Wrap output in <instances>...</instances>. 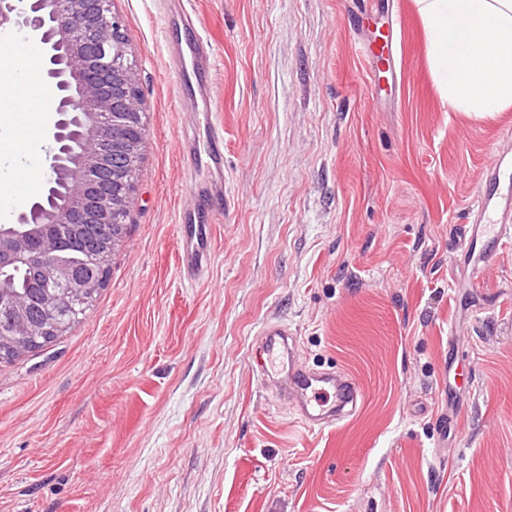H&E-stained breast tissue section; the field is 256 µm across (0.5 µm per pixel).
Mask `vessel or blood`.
Here are the masks:
<instances>
[{
    "label": "vessel or blood",
    "mask_w": 512,
    "mask_h": 512,
    "mask_svg": "<svg viewBox=\"0 0 512 512\" xmlns=\"http://www.w3.org/2000/svg\"><path fill=\"white\" fill-rule=\"evenodd\" d=\"M181 23L191 36L170 44V55L184 94L198 104L193 126L181 143V154L190 168L205 172L196 185L193 202L179 214V269L186 280L199 278L211 254L212 228L227 206L224 190V132L212 110V48L202 36L191 13ZM474 223L464 224L455 244L461 288L478 287V275L512 248V154L493 151L487 159L471 209ZM255 372L261 385L273 387L296 417L311 430L341 423L358 409L362 391L342 371L307 369L298 360V349L287 324L271 322L259 333ZM464 393H451L448 413L441 420L443 438H458L462 430Z\"/></svg>",
    "instance_id": "vessel-or-blood-1"
}]
</instances>
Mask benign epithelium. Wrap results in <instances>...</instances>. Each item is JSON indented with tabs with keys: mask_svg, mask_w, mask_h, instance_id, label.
<instances>
[{
	"mask_svg": "<svg viewBox=\"0 0 512 512\" xmlns=\"http://www.w3.org/2000/svg\"><path fill=\"white\" fill-rule=\"evenodd\" d=\"M19 34L43 48L46 77L56 92L49 177L43 191L0 231V268L53 255L59 240L49 225L117 223L135 188L114 187L119 166L136 159L143 112L136 71L112 66L131 53V40L113 0H0V34ZM39 240V253L32 240ZM110 259H92L84 273L54 265V286L85 302L102 288ZM14 335L31 342L47 328L28 320L27 299L12 298Z\"/></svg>",
	"mask_w": 512,
	"mask_h": 512,
	"instance_id": "obj_1",
	"label": "benign epithelium"
}]
</instances>
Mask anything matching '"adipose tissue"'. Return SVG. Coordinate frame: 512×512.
I'll use <instances>...</instances> for the list:
<instances>
[{"label": "adipose tissue", "instance_id": "obj_1", "mask_svg": "<svg viewBox=\"0 0 512 512\" xmlns=\"http://www.w3.org/2000/svg\"><path fill=\"white\" fill-rule=\"evenodd\" d=\"M414 3L443 104L480 117L512 106V0Z\"/></svg>", "mask_w": 512, "mask_h": 512}]
</instances>
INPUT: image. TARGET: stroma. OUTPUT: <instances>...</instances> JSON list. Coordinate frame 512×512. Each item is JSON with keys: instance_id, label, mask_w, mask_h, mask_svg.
I'll list each match as a JSON object with an SVG mask.
<instances>
[{"instance_id": "obj_1", "label": "stroma", "mask_w": 512, "mask_h": 512, "mask_svg": "<svg viewBox=\"0 0 512 512\" xmlns=\"http://www.w3.org/2000/svg\"><path fill=\"white\" fill-rule=\"evenodd\" d=\"M177 2L114 0L149 129L130 229L80 323L0 364V512H512V251L480 288L448 275L512 107L443 106L414 0H189L230 198L190 282L178 147L194 103L163 27ZM359 4L377 28L401 16V85L357 51ZM271 321L306 366L358 382L352 417L308 430L259 384ZM455 384L468 404L443 448Z\"/></svg>"}]
</instances>
